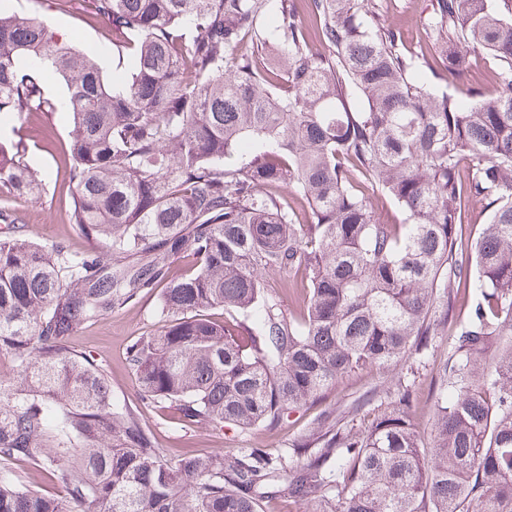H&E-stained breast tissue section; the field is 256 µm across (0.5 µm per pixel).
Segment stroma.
I'll return each mask as SVG.
<instances>
[{
  "mask_svg": "<svg viewBox=\"0 0 512 512\" xmlns=\"http://www.w3.org/2000/svg\"><path fill=\"white\" fill-rule=\"evenodd\" d=\"M10 11L43 20L55 40L96 53L105 79L118 76V54L112 31L104 23L86 19L87 0H0ZM431 0H378V14L385 25L402 37L406 50L429 48L427 16ZM46 95L56 102L51 112H31L0 118V171L11 169L17 147L41 182L38 192L19 196L9 183L0 182V212L10 216L23 233L51 246L65 244L82 252L90 243L69 222L73 197L58 171L59 158L73 129L71 111L61 103L67 90L61 76L44 70L39 74ZM158 292L142 295L126 308L94 324L79 328L69 339L77 350L90 354L107 370L112 397L136 407L153 432L158 448L170 458L190 453L235 454L243 448L287 451L301 435L318 430H359L370 427L379 406L394 401L399 388H407L413 424L422 440H429L434 379L438 365L451 358L456 347V324L440 328L429 337L426 350L395 371L373 369L346 376L324 401L292 413L284 426L272 432L207 424L185 426L178 415L144 400L127 361V352L139 339L154 334L162 322L157 314Z\"/></svg>",
  "mask_w": 512,
  "mask_h": 512,
  "instance_id": "1",
  "label": "stroma"
}]
</instances>
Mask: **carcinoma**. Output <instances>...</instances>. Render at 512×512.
<instances>
[{"label":"carcinoma","mask_w":512,"mask_h":512,"mask_svg":"<svg viewBox=\"0 0 512 512\" xmlns=\"http://www.w3.org/2000/svg\"><path fill=\"white\" fill-rule=\"evenodd\" d=\"M295 2L90 0L130 69L112 86L44 22L0 9V115L56 108L21 61L63 77L70 221L95 244L0 237V349L14 361L0 376V512H259L283 481L305 512H512V0H432L444 74L471 49L499 64L497 86L461 94L419 80L375 0H310L320 50ZM4 178L32 193L25 151ZM475 202L488 221L467 244ZM270 270L303 271V287L288 283L301 319L266 296ZM158 286L164 325L129 364L147 399L216 428L273 430L344 376L403 365L466 311L458 358L436 373L432 446L402 392L370 428L305 434L290 456L166 458L68 345ZM19 462L64 496L17 484Z\"/></svg>","instance_id":"cac0c4a2"}]
</instances>
